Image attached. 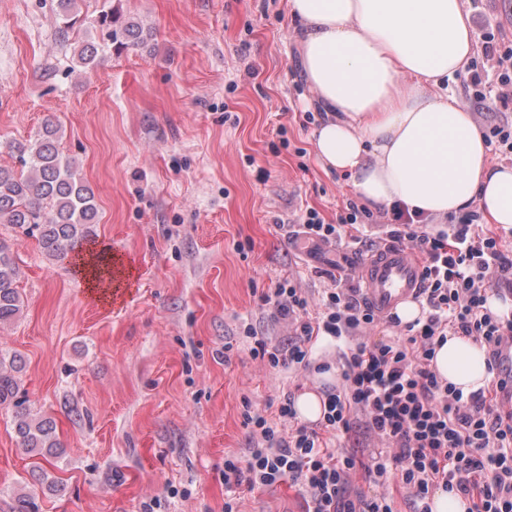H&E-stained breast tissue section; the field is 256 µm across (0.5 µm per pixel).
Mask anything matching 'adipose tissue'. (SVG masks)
<instances>
[{
    "label": "adipose tissue",
    "instance_id": "adipose-tissue-1",
    "mask_svg": "<svg viewBox=\"0 0 512 512\" xmlns=\"http://www.w3.org/2000/svg\"><path fill=\"white\" fill-rule=\"evenodd\" d=\"M301 63L326 117L313 132L324 168L356 197L439 221L478 207L512 230V166L494 165L471 111L448 83L474 54L462 0H288ZM433 365L463 393L486 387L485 353L452 336Z\"/></svg>",
    "mask_w": 512,
    "mask_h": 512
}]
</instances>
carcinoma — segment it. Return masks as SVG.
<instances>
[{
    "label": "carcinoma",
    "instance_id": "carcinoma-1",
    "mask_svg": "<svg viewBox=\"0 0 512 512\" xmlns=\"http://www.w3.org/2000/svg\"><path fill=\"white\" fill-rule=\"evenodd\" d=\"M81 0H56L61 32L67 33L80 20ZM108 30L110 44L83 43L76 63L83 68L96 65L100 54L112 47L118 51L145 46L153 32L112 10H103L94 19ZM60 128L48 119L26 144H11L20 171L0 167V224H12L37 236L45 255L64 260L88 240L96 223L95 194L72 162L57 148ZM20 268L11 247L0 240V324L17 318L24 307L18 288ZM22 358L0 355V405H13L14 431L22 448L31 456L56 457L63 453L51 419L37 417L15 400Z\"/></svg>",
    "mask_w": 512,
    "mask_h": 512
}]
</instances>
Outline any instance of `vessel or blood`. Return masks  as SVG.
Masks as SVG:
<instances>
[{
    "mask_svg": "<svg viewBox=\"0 0 512 512\" xmlns=\"http://www.w3.org/2000/svg\"><path fill=\"white\" fill-rule=\"evenodd\" d=\"M423 259L407 247L388 244L357 263L358 285L381 312L402 302H419Z\"/></svg>",
    "mask_w": 512,
    "mask_h": 512,
    "instance_id": "b4317fda",
    "label": "vessel or blood"
}]
</instances>
